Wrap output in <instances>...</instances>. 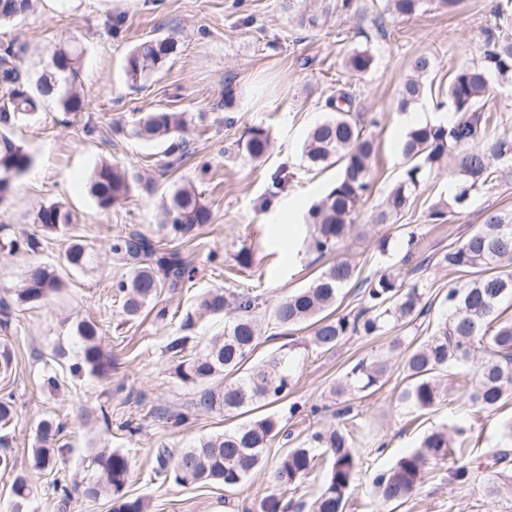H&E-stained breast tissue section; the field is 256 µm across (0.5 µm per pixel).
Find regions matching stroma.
I'll list each match as a JSON object with an SVG mask.
<instances>
[{
  "label": "stroma",
  "mask_w": 512,
  "mask_h": 512,
  "mask_svg": "<svg viewBox=\"0 0 512 512\" xmlns=\"http://www.w3.org/2000/svg\"><path fill=\"white\" fill-rule=\"evenodd\" d=\"M355 3L356 14H329L322 27L311 31L299 27L284 0H34L27 13L0 24V48L22 47L21 65L34 76L48 71L55 48L77 39L84 49L80 81L90 103L85 111L67 114L47 101L9 130L33 164L0 203V342L15 353L11 376L0 379V395L12 394L17 411L11 424L0 428V441L34 490L31 512H62L52 482L72 481L89 449L101 447L128 451L127 494L148 500L150 512H261L277 491L274 470L281 457L308 431L336 423L331 388L356 361L385 351L393 336H354L338 350L311 352L287 397L304 413L289 420V438L272 441L266 465L231 492L217 484L184 487L155 479L157 448L176 452L239 422L232 414L190 412L194 390L176 378L166 354L175 337H190L199 349L223 332V316L200 314L202 295L217 287L261 295L256 354L263 357L284 344L308 340L309 328L283 329L270 310L281 297L306 287L335 257L350 259L365 277L384 269L404 276L409 271L402 262L408 229L419 228L427 253L436 255L466 237L486 212L512 211V166L502 164L494 187L481 190L464 213L427 223L430 202L447 197L449 183L458 180L448 168L432 173L426 193L401 222L374 223L375 211L404 169L401 144L407 127L397 98L411 61L431 55L436 61L433 85L446 87L462 66L479 62L493 17L490 0H465L453 14L432 2L416 16L387 19L383 36L372 20L384 0ZM167 36L177 40V54L146 79L129 82L123 65L130 49ZM361 47L371 49L375 64L356 80L342 61L347 50ZM228 87L235 97L229 107L224 104ZM341 88L355 90L357 110L378 151L371 189L358 206L353 231L338 256L321 257L306 248L305 216L331 189L337 170L310 169L303 143L326 114L327 99ZM155 111L182 112L190 121L192 153L178 168L165 169L166 144L112 130L113 123L126 127L142 113ZM255 127L264 129L272 143L257 160L244 150ZM105 162L148 172L153 192L139 190L100 209L88 183ZM279 177L285 183L278 190L274 181ZM188 182L213 215L197 244L187 249L192 278L183 288L163 291L155 309L128 319L112 288L125 275L112 260V239L133 229L155 235L161 198ZM55 202L72 210L76 224L62 232H37L33 213ZM33 233L40 240L37 248L6 249L10 239ZM76 239L94 253L93 263L82 269L62 263ZM244 250L252 256L246 268L237 262ZM32 264L54 269L63 283L58 293L37 304L18 298ZM159 307L166 308V318H157ZM81 320L96 321L103 329V345L112 356L106 376L72 370L79 350L75 326ZM60 346L66 355L58 359L54 352ZM51 374L58 379L54 389L44 384ZM475 379L473 364L449 367L440 374L443 401L421 412L398 405L394 391L402 372L397 368L371 395L350 397L356 414L351 430L362 464L347 512H372L373 474L416 448L432 429L446 426L478 436L470 453L476 465L473 478L459 484L450 477V463L431 464L418 493L394 512H512V462L492 464L493 451L504 446L501 425L512 420V400L497 412L476 413L468 400ZM173 412L187 413L185 423H167L166 414ZM43 419L65 426L61 442L67 451L52 473L30 466L35 428Z\"/></svg>",
  "instance_id": "1"
}]
</instances>
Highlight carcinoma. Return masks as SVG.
<instances>
[{"instance_id": "carcinoma-1", "label": "carcinoma", "mask_w": 512, "mask_h": 512, "mask_svg": "<svg viewBox=\"0 0 512 512\" xmlns=\"http://www.w3.org/2000/svg\"><path fill=\"white\" fill-rule=\"evenodd\" d=\"M427 0H385L383 13L393 19L410 18L421 12ZM32 0H0V22L10 21L27 12ZM331 4L301 13L300 23L309 29L321 26L330 14ZM495 26L485 39L481 61L459 69L448 79L446 96L452 115L448 123H427L408 129L402 146L406 167L375 214V222L386 224L410 208L425 191L431 173L452 158L461 179L448 200L428 207L429 220L436 222L446 213H463L473 192L497 181L492 161L512 162V131L491 133L493 113L487 110L493 81L512 83V0H495ZM172 37L144 40L136 44L124 62L132 80L157 71L177 53ZM23 47L7 45L0 49V128L31 116L42 102L50 99L51 88L59 90L52 100L66 113L80 112L89 106L79 84L82 51L74 40L52 53L54 72L31 81L20 69L18 56ZM374 57L367 49L350 50L344 68L360 79L372 68ZM433 59L421 54L410 63L412 75L403 83L398 108L404 112L423 100L428 91L426 79L433 72ZM355 97L348 91L327 100L329 115L316 124L304 143V156L312 169L338 165L335 185L308 211L307 221L314 227L308 247L321 256L340 250L355 223L357 206L371 188L372 160L376 155L374 139L363 133L350 118ZM188 119L183 112H145L126 129V135L147 141L167 142V153L174 156L169 165L190 154L186 134ZM247 155L263 157L270 149L265 130L253 128L244 144ZM33 159L23 146L0 132V203L9 195L14 181L32 165ZM152 191V184L138 174L117 165L98 167L90 179L89 191L97 205L107 210L127 198L136 189ZM162 224L158 232L185 243L197 239L211 223V212L191 187H180L161 200ZM32 223L45 231L57 232L75 223L71 210L58 203L40 207ZM405 262L417 272L435 263L473 278L448 289L441 306L442 319L425 339L398 336L385 354L371 355L354 363L338 383L333 394L374 392L389 379L392 364L402 367L404 385L397 392L399 406L412 411L432 409L441 396L439 373L452 364L475 359L477 378L469 398L482 413L497 410L512 397V318H502L501 306L512 301V212L490 211L483 223L460 244L433 257L426 254L422 235L410 231L405 239ZM112 255L127 269L115 283L122 294L123 313L133 319L157 299L164 289L179 287L190 274L189 264L177 251H163L142 233L118 234L112 239ZM93 262L92 249L83 241H73L64 253L63 263L82 269ZM358 288L363 307L354 314H337L334 307L344 288ZM62 288L54 271L41 265L28 267L18 298L38 302ZM434 300L421 279L409 283L383 270L374 276L360 277L356 265L338 260L307 287L282 297L272 316L283 328L311 327L309 344L283 345L276 351L252 360L260 331L255 318L259 296L239 293L225 296L216 289L200 301L199 309L220 315L227 307L233 317L224 322V333L211 337L204 347L189 356L183 352L189 338L178 337L168 345L175 362L174 374L195 389L190 406L194 413H250L260 407L278 405L294 382V371L301 351H330L352 336H381L396 328L404 329L431 312ZM101 328L91 320L77 326L80 345L77 372L104 376L112 360L101 343ZM283 430L282 417L267 413L247 419L221 434L199 440L172 458L166 448L156 452L154 476L165 480L173 476L178 484L222 483L231 491L264 463L265 448ZM60 427L44 419L37 425L38 445L32 450L31 466L36 470L54 469L61 449L53 447ZM465 429L455 435L445 429L427 433L418 448L401 455L387 469L372 478V496L385 509L409 499L422 483L432 461L453 459V479L466 483L472 479V461L466 449L471 441L462 438ZM326 464V477L320 492L309 502L297 506L298 512H345L346 503L359 472V452L352 435L341 427L315 430L280 459L275 480L283 488L298 487L311 474L318 460ZM131 472L129 454L118 448H99L89 456L84 475L73 488H59L58 506L65 509L72 490H81L89 499L105 497L110 512H148L142 498L127 496L125 486ZM12 512H27L31 489L24 474L15 477L11 487Z\"/></svg>"}]
</instances>
